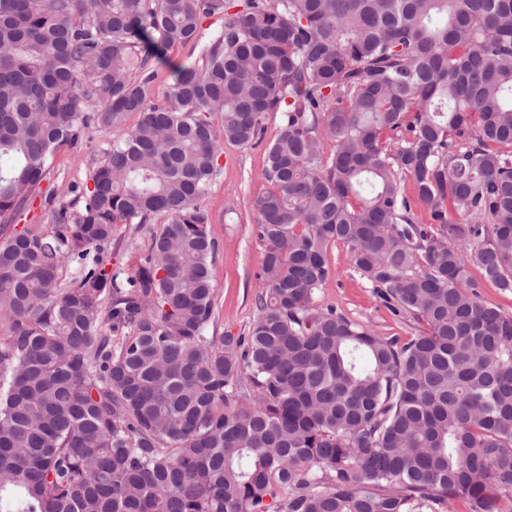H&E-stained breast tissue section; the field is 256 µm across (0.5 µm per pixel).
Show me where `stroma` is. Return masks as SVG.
<instances>
[{
	"mask_svg": "<svg viewBox=\"0 0 512 512\" xmlns=\"http://www.w3.org/2000/svg\"><path fill=\"white\" fill-rule=\"evenodd\" d=\"M279 125V115H269L262 144L247 148L225 146L219 161L221 172L198 202L209 215L210 232L219 245L213 269L216 289L213 331L218 336L246 333L256 317L255 300L263 287L260 275L266 246L257 235L259 217L251 202L269 187L263 175L266 149L275 139ZM120 137L119 130L93 126L76 145L59 149L38 193L19 214L18 224L50 223V200L72 201L74 189L89 185L92 171L101 161L104 150ZM166 221V216L159 214L137 229L119 226L116 234L119 246L112 256L113 264L126 274H133L142 260L143 243ZM327 262L331 273L316 291L314 305L335 309L338 314L369 326L381 336L405 341L418 335L417 324L393 315L353 270L346 245L329 244Z\"/></svg>",
	"mask_w": 512,
	"mask_h": 512,
	"instance_id": "stroma-1",
	"label": "stroma"
}]
</instances>
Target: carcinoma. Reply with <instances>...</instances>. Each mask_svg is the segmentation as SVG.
<instances>
[{
    "label": "carcinoma",
    "instance_id": "obj_1",
    "mask_svg": "<svg viewBox=\"0 0 512 512\" xmlns=\"http://www.w3.org/2000/svg\"><path fill=\"white\" fill-rule=\"evenodd\" d=\"M272 113L257 317L215 336L198 201ZM92 125L83 205L0 237V512H502L512 314L470 268L512 293V0H0V233ZM335 242L423 334L313 305ZM199 55V47H193L191 44L174 47L168 52L166 59L157 61L158 77L155 81V89L157 92L167 90L169 84L172 83L171 64L172 65H188L193 63ZM166 221L167 217L159 214L154 216L149 224H143L137 230H134L135 226L126 228L125 224H121L115 236L117 241H121L116 253L112 255V266L118 265L125 274L132 275L142 260V244ZM479 296L483 303L496 306L502 311L512 314V294L503 293L492 284L487 282L481 283L479 288Z\"/></svg>",
    "mask_w": 512,
    "mask_h": 512
}]
</instances>
